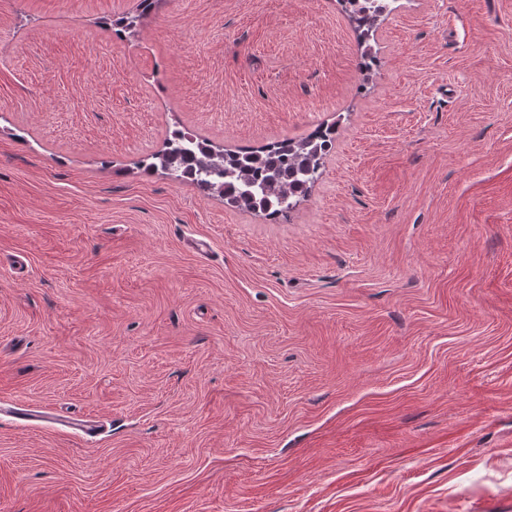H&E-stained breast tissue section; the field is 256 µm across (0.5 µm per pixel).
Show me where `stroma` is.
<instances>
[{"label":"stroma","mask_w":512,"mask_h":512,"mask_svg":"<svg viewBox=\"0 0 512 512\" xmlns=\"http://www.w3.org/2000/svg\"><path fill=\"white\" fill-rule=\"evenodd\" d=\"M139 2L0 0V512H512V0ZM319 127L285 219L139 166ZM353 7V13L357 22L358 28L363 29L362 34L368 33L377 23L378 18L381 16L383 6L380 4L383 0H340Z\"/></svg>","instance_id":"1"}]
</instances>
